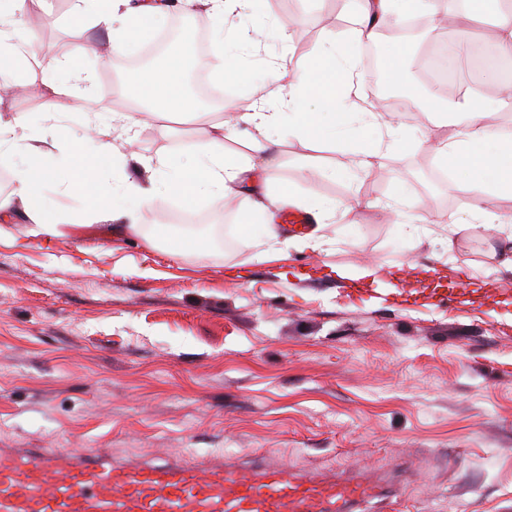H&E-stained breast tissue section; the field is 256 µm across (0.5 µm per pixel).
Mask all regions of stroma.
I'll return each mask as SVG.
<instances>
[{"label": "stroma", "mask_w": 512, "mask_h": 512, "mask_svg": "<svg viewBox=\"0 0 512 512\" xmlns=\"http://www.w3.org/2000/svg\"><path fill=\"white\" fill-rule=\"evenodd\" d=\"M361 0H255L256 30L241 51L250 83L216 82L247 108L261 79L283 59L307 62L357 26ZM180 18L215 26L204 6L170 8L125 43L70 22L66 0H39L24 19L38 38L27 92L0 100V116L26 113L32 126L61 128L42 146L54 177L41 189L63 234L31 235L23 217L0 226V448L93 449L119 461L206 454L253 466L275 454L291 473H364L393 484L399 508L384 512H512V269L501 235L449 236L475 202L456 171L437 182L424 147L395 149L379 133L366 171H348L342 151L289 138L245 175L241 190L187 202L162 191L137 231L127 221L87 223L86 196L71 189L86 154L78 116L47 115L44 76L66 64L89 73L102 124L138 109V78L155 58L145 48ZM384 27L379 56L406 55L407 81L423 86L421 63L438 36ZM235 113L184 121L145 113L135 138L112 142L124 173L141 187L142 161L189 153ZM337 206L330 245L303 247L304 231L255 243L266 222L283 223L281 193ZM263 200V211L246 204ZM434 223L411 229L408 202ZM205 227L207 249L175 252L176 228ZM375 279L352 280L363 267Z\"/></svg>", "instance_id": "1"}]
</instances>
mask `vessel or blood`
<instances>
[{
	"mask_svg": "<svg viewBox=\"0 0 512 512\" xmlns=\"http://www.w3.org/2000/svg\"><path fill=\"white\" fill-rule=\"evenodd\" d=\"M371 477L321 478L277 463H115L92 451L0 448V512H351L382 500Z\"/></svg>",
	"mask_w": 512,
	"mask_h": 512,
	"instance_id": "b4317fda",
	"label": "vessel or blood"
}]
</instances>
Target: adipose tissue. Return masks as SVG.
Instances as JSON below:
<instances>
[{
  "instance_id": "adipose-tissue-1",
  "label": "adipose tissue",
  "mask_w": 512,
  "mask_h": 512,
  "mask_svg": "<svg viewBox=\"0 0 512 512\" xmlns=\"http://www.w3.org/2000/svg\"><path fill=\"white\" fill-rule=\"evenodd\" d=\"M33 0H0V74L10 75L27 70L36 60V36L19 35L14 23L23 16ZM468 18L474 22L492 23L500 47L512 51V0H469ZM441 0H363L362 17L357 28L348 35L340 55L319 57L306 64L279 67L270 75L277 87L276 106L266 98L257 99L252 107L238 115L240 122L252 126L256 134L250 142V155L229 157L224 153L223 124H216V134L193 145L194 164L177 156L159 159L169 190L193 199L212 194L237 193L245 173L254 167L255 155L268 149V133L287 128L289 135L332 147L346 126L347 113L337 108L338 101L350 99L355 92L351 63L358 48L377 35L380 26L395 12H403L432 23L441 14ZM165 9L160 0H75L72 17L89 28L110 30L113 38L125 39L130 31L141 29L148 17ZM124 13L126 25L113 27L115 13ZM253 35L248 27L240 26L231 33L216 31L211 52L220 63L221 73L240 72L237 45L248 44ZM194 56V37L184 33L177 48L157 66L142 76L137 94L150 104L154 112H195L198 104L191 98L185 80L186 66ZM318 98L319 112L304 111L308 98ZM490 115L477 99L464 96L450 107L445 120L450 128L446 141L432 142L421 134L418 145L432 146L437 157L455 170H470L476 178L469 189L478 201L471 219L452 222V234L470 235L484 218L485 203L490 198L512 196V134L492 126ZM46 129L31 130L24 116L18 115L7 123L0 122V166L9 167L13 190L0 196V219L14 211H22L36 228L49 221L39 190L49 177L41 163Z\"/></svg>"
}]
</instances>
